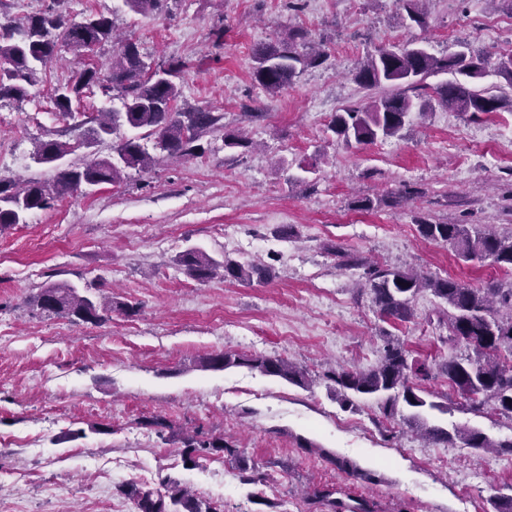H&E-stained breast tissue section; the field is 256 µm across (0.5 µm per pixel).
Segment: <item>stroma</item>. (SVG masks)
I'll use <instances>...</instances> for the list:
<instances>
[{
    "mask_svg": "<svg viewBox=\"0 0 512 512\" xmlns=\"http://www.w3.org/2000/svg\"><path fill=\"white\" fill-rule=\"evenodd\" d=\"M58 10L111 19L114 41L90 59L99 67L120 39L149 62L196 61L178 105L221 120L200 138L202 155H160L150 172L128 170L121 184L0 232V512H135L125 486L172 482L224 512H489L512 485L511 451L428 444L399 420L384 438L377 400L342 407L325 374L374 365L389 338L435 366L465 353L431 291L414 297L410 320L385 318L357 288L363 269L338 267L333 248L475 288L512 281V269L462 261L417 231L424 218L512 232V85L488 72L482 86L507 91L498 111L473 119L437 106L368 145H346L328 124L363 100L353 72L367 53L412 44L441 57L464 43L493 59L512 53V0H427L421 26L402 0H161L147 15L126 0H0V24ZM492 18L503 21L493 31ZM291 29L327 58L266 92L252 79V50ZM84 62L63 53L30 99H0L1 180L55 177L30 154L38 141L75 137L51 97ZM228 131L251 147L225 149ZM364 200L371 209H359ZM284 225L294 237L278 236ZM192 247L271 277L194 280L174 262ZM49 282L111 296L114 309L96 324L41 313L31 298ZM222 351L286 356L310 384L204 368ZM423 387L430 423L512 436V418L471 413L446 378ZM155 417L167 429L152 427ZM199 428L223 435L265 480L243 483L220 452L186 466L180 438Z\"/></svg>",
    "mask_w": 512,
    "mask_h": 512,
    "instance_id": "1",
    "label": "stroma"
}]
</instances>
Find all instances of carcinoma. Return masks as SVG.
I'll return each instance as SVG.
<instances>
[{
	"mask_svg": "<svg viewBox=\"0 0 512 512\" xmlns=\"http://www.w3.org/2000/svg\"><path fill=\"white\" fill-rule=\"evenodd\" d=\"M300 31H290L276 42L258 45L253 50L254 81L267 92H277L289 85L300 70L326 58L318 52L301 54L296 50ZM112 40V22L102 14L89 13L74 21L62 12L33 15L19 26H0V98L26 99L39 82V75L62 51L81 57ZM489 60L469 46L441 57L425 49L404 46L397 50L381 49L366 56L353 74L363 90H382L379 96H368L359 106H345L335 113L329 129L346 145H367L379 138L398 135L413 112L424 116L432 101L445 109L471 113L495 112L505 97L480 86ZM191 68L188 60L161 63L145 62L135 42L127 41L120 58L107 71L92 66L54 89L55 110L64 118L73 117V102L80 101L85 91L97 87L118 92L121 108L102 110L93 118L76 124L78 134L73 143L42 140L36 143L31 159L39 164H55L80 148L89 150L90 159L77 167L59 169L51 184L29 181L16 190L0 180V229L25 223L34 210H49L66 196L91 190L102 184H118L126 169L150 170L156 158L150 154L144 137L128 136L123 128L146 129L155 136L154 148L169 155L193 156L196 142L206 130L214 127L220 116L202 110H183L177 102L181 95L177 79ZM459 74L468 81L451 80L427 92L424 80L437 73ZM117 139L115 155L99 157L93 148ZM420 234L427 240L450 245L463 261L480 260L497 268L512 269V233L500 235L465 224H442L422 220ZM177 262L192 278L206 282L217 276L240 283L268 280L269 270L260 264H242L226 256L216 258L202 249H189ZM363 289L371 295L380 314L400 321L412 315L411 303L423 289L430 290L448 306V328L469 350L466 357L453 359L441 366L448 384L462 396L469 410L488 412V405L502 415L512 417V365L502 352L512 355V283L489 281L473 288L451 277H433L412 268L383 265L366 267ZM42 312L64 316L79 323H96L112 305L99 303L81 295L66 283L43 285L33 297ZM248 366L261 373L303 386V369L280 356L246 357L224 351L208 357L204 367L226 370ZM432 377L427 363H410L399 343L387 342L380 362L369 370L344 368L328 371L325 378L335 384L336 397L343 406L354 405L364 396L378 398L383 420L377 422L380 433L389 432L387 424L398 414L399 402L417 410L441 405L427 402L420 382ZM410 429L433 442L460 439L469 448H507L512 451V438L493 441L475 428L455 427L449 431L430 425L419 413L403 419ZM185 463L211 451H230L223 436L188 435L182 438ZM241 480L248 484L263 480L259 470L247 460L238 459ZM136 512H223L220 506L192 496L178 484L167 487L162 495L135 485L125 489Z\"/></svg>",
	"mask_w": 512,
	"mask_h": 512,
	"instance_id": "1",
	"label": "carcinoma"
}]
</instances>
